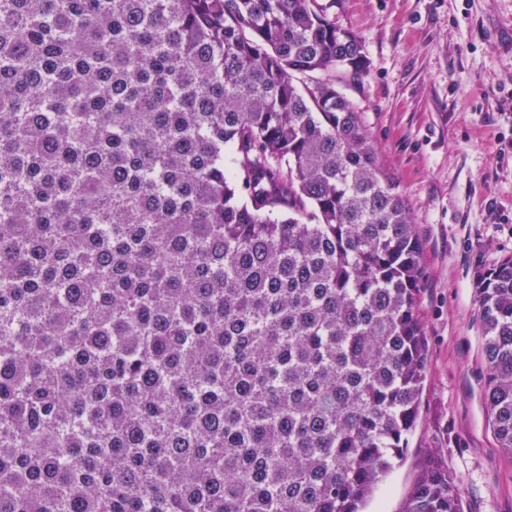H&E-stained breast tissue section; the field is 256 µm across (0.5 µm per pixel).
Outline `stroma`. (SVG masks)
<instances>
[{
	"mask_svg": "<svg viewBox=\"0 0 512 512\" xmlns=\"http://www.w3.org/2000/svg\"><path fill=\"white\" fill-rule=\"evenodd\" d=\"M366 71L337 70L422 245L427 372L404 458L366 512H402L431 463L461 512H512V462L485 403L476 280L512 255V0H336Z\"/></svg>",
	"mask_w": 512,
	"mask_h": 512,
	"instance_id": "35a3bbf8",
	"label": "stroma"
}]
</instances>
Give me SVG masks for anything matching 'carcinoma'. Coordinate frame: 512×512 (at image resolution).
Here are the masks:
<instances>
[{
    "mask_svg": "<svg viewBox=\"0 0 512 512\" xmlns=\"http://www.w3.org/2000/svg\"><path fill=\"white\" fill-rule=\"evenodd\" d=\"M338 68L320 0H0V512H363L421 246ZM476 292L512 458V256Z\"/></svg>",
    "mask_w": 512,
    "mask_h": 512,
    "instance_id": "1",
    "label": "carcinoma"
}]
</instances>
